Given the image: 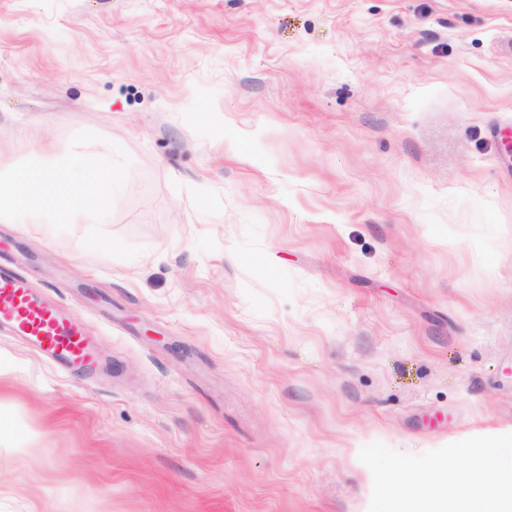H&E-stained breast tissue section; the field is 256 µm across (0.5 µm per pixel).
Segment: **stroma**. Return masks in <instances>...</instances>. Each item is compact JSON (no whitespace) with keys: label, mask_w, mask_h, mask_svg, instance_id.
<instances>
[{"label":"stroma","mask_w":512,"mask_h":512,"mask_svg":"<svg viewBox=\"0 0 512 512\" xmlns=\"http://www.w3.org/2000/svg\"><path fill=\"white\" fill-rule=\"evenodd\" d=\"M512 0H0V512H389L512 436ZM95 177L96 183L93 195L96 199L97 209H104L112 204V199L115 197V177L112 171V161L107 160L102 163ZM41 181L0 186V221L8 220L19 210L29 208L32 199L41 191ZM60 366L94 373L100 358L82 325L47 300L24 276L0 268V327Z\"/></svg>","instance_id":"stroma-1"}]
</instances>
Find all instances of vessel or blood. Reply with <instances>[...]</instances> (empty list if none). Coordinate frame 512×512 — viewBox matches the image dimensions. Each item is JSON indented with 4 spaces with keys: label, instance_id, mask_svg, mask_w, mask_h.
Returning <instances> with one entry per match:
<instances>
[{
    "label": "vessel or blood",
    "instance_id": "obj_1",
    "mask_svg": "<svg viewBox=\"0 0 512 512\" xmlns=\"http://www.w3.org/2000/svg\"><path fill=\"white\" fill-rule=\"evenodd\" d=\"M0 327L60 366L91 374L100 365L82 325L9 267L0 268Z\"/></svg>",
    "mask_w": 512,
    "mask_h": 512
}]
</instances>
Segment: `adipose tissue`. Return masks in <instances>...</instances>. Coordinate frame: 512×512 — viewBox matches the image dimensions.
Returning a JSON list of instances; mask_svg holds the SVG:
<instances>
[{"instance_id":"obj_1","label":"adipose tissue","mask_w":512,"mask_h":512,"mask_svg":"<svg viewBox=\"0 0 512 512\" xmlns=\"http://www.w3.org/2000/svg\"><path fill=\"white\" fill-rule=\"evenodd\" d=\"M468 455L495 466L501 480L489 486L472 472L453 471L446 475L449 489L434 493L407 481L397 488L390 512H512V450L478 442Z\"/></svg>"}]
</instances>
